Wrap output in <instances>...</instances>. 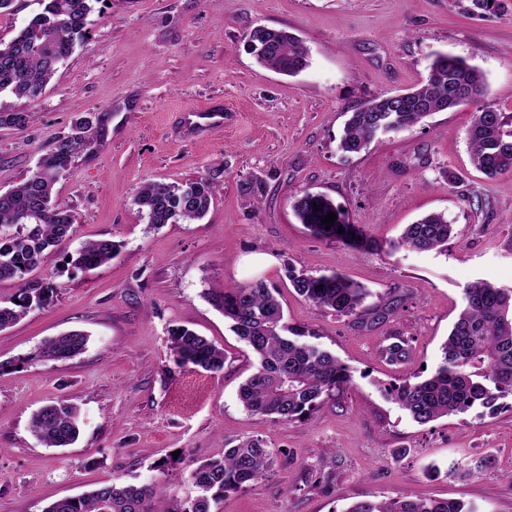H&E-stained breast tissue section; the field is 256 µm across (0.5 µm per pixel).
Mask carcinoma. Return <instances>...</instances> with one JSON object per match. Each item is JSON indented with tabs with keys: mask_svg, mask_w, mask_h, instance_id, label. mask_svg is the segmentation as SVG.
Wrapping results in <instances>:
<instances>
[{
	"mask_svg": "<svg viewBox=\"0 0 512 512\" xmlns=\"http://www.w3.org/2000/svg\"><path fill=\"white\" fill-rule=\"evenodd\" d=\"M99 0H42L37 14L16 37L0 42V94L27 103L39 101L58 66L70 55ZM257 61L281 74L294 76L309 65V51L297 36L284 30L258 27L250 41ZM483 73L465 60L438 55L425 82L399 99L373 97L350 113L339 148L358 153L379 135L396 133L428 116L466 102L475 106L466 130L471 161L489 178L512 174V123L486 98ZM32 113L0 108V127L23 128ZM93 121L79 118L70 135L59 138L41 155L30 175L11 191L0 193V280L23 281L16 300L0 304V330L33 308L54 302L57 287L27 281L43 253L75 232V217L53 201V188L72 158L93 144ZM219 174L182 184L148 182L134 199L152 225L191 224L202 219L214 201ZM318 209H313V205ZM296 219L320 236L349 242L361 238L347 223L342 209L324 194L304 190L296 198ZM333 212L335 222L321 219ZM343 232H338V229ZM453 224L442 212L430 213L405 227L396 248L416 253L447 248ZM117 245L109 239L84 242L70 256L74 268L91 269L112 259ZM288 281L305 300L361 324L384 320L394 312L389 303L366 304L369 292L347 276L332 272L313 275L288 268ZM466 304L442 347V361L429 375L419 374L386 388L388 396L419 424L451 414L482 409L493 415L512 396V289L485 281L465 289ZM213 306L231 322V331L256 358L254 371L240 386L238 398L247 412L288 423L311 417L353 381L349 366L331 352L305 340V331L284 322L282 306L261 280L224 287L211 297ZM176 362L209 372L224 368V349L195 331L176 326L169 330ZM87 336L70 332L46 340L30 361H63L79 354ZM410 341L395 337L381 350L392 364L409 360ZM79 413L65 401L33 414L31 432L49 447L72 444L79 434ZM276 453L260 438L240 440L190 471L188 492L182 498L157 495L152 484H104L78 497L53 501L45 512H219L224 495L267 478ZM485 454L455 472L466 477L492 466ZM345 512H476L475 505L457 499L396 497L363 500Z\"/></svg>",
	"mask_w": 512,
	"mask_h": 512,
	"instance_id": "carcinoma-1",
	"label": "carcinoma"
}]
</instances>
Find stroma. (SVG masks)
Instances as JSON below:
<instances>
[{"mask_svg": "<svg viewBox=\"0 0 512 512\" xmlns=\"http://www.w3.org/2000/svg\"><path fill=\"white\" fill-rule=\"evenodd\" d=\"M470 0H97L82 37L60 65L25 128H0V193L20 184L81 117L96 142L54 187L76 217L74 236L45 251L31 279L57 286L54 303L0 331V512H44L56 499L102 484L155 483L183 496L187 473L249 437L277 454L271 475L228 493L221 512H345L396 496L455 498L479 512H512V408L421 425L387 395L389 384L441 361V345L484 280L512 288V175L485 177L470 162L471 107L339 149L349 112L424 81L436 55L466 60L486 77L488 100L512 116V0L471 14ZM258 26L283 29L310 51L286 76L249 51ZM224 105L223 127L201 135L185 113ZM458 174L448 183L445 171ZM219 173L214 202L193 224L153 227L134 203L144 183ZM320 192L363 236L342 243L313 233L293 211ZM445 212V252L397 241L405 225ZM109 239L112 259L76 269L83 242ZM263 253L272 262L250 263ZM337 272L397 302L385 322L360 327L298 296L289 267ZM263 280L278 289L286 320L353 371L352 385L309 420L249 414L238 389L254 357L209 300L224 286ZM186 326L223 347L222 372L178 367L169 331ZM88 334L83 352L27 362L45 340ZM411 339L410 361L379 355L388 336ZM58 400L77 405L80 434L49 448L29 428ZM493 453L492 468L461 480L452 461ZM167 462L158 471V462ZM440 475L431 476V466Z\"/></svg>", "mask_w": 512, "mask_h": 512, "instance_id": "stroma-1", "label": "stroma"}]
</instances>
